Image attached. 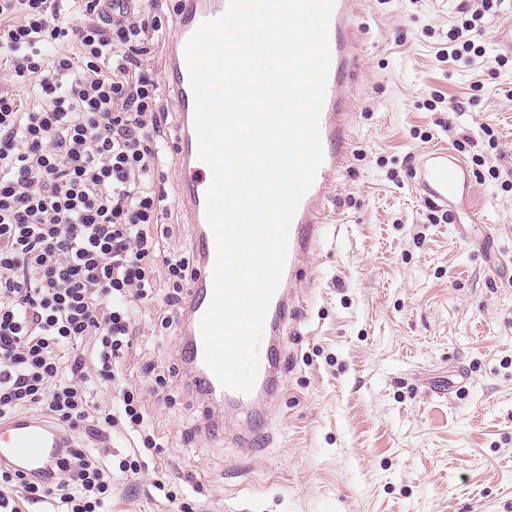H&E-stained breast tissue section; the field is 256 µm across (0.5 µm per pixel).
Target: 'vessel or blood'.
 Returning a JSON list of instances; mask_svg holds the SVG:
<instances>
[{"mask_svg":"<svg viewBox=\"0 0 512 512\" xmlns=\"http://www.w3.org/2000/svg\"><path fill=\"white\" fill-rule=\"evenodd\" d=\"M179 11L165 59V86L176 99L178 124L173 149L180 169L179 205L193 227V265L184 301L183 340L180 360L192 373L191 381L209 400L228 410L249 409L260 414L265 396L275 394L281 382V338L300 312L299 259L317 250L325 213L331 201V186L348 167L352 146L351 77L361 62V0H336L329 23L330 70L320 128L324 160L315 181L301 199L289 236L282 279L265 320L259 347V371L251 393L223 387L204 361L200 320L213 294L216 244L206 219L205 195L212 172L198 157L194 126L195 100L190 85L185 48L190 37L207 20L224 14L228 0H178ZM410 175L420 197L437 209L469 203L472 174L465 160L446 148L419 153L410 164ZM70 435L48 418L22 414L0 419V466L23 473L30 481L45 484L54 477V463Z\"/></svg>","mask_w":512,"mask_h":512,"instance_id":"obj_1","label":"vessel or blood"}]
</instances>
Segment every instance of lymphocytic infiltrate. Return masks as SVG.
Listing matches in <instances>:
<instances>
[{"label": "lymphocytic infiltrate", "instance_id": "1", "mask_svg": "<svg viewBox=\"0 0 512 512\" xmlns=\"http://www.w3.org/2000/svg\"><path fill=\"white\" fill-rule=\"evenodd\" d=\"M498 6L463 5L437 60L483 57ZM161 29L139 2L107 14L100 0H0V419L35 410L75 441L53 483L0 467V512H19L15 487L51 512H106L113 468L99 444L119 427L159 446L139 393L122 387L113 411L86 383L118 379L158 279L165 325L181 316L191 273L188 256L160 249L172 201L153 133L170 108L149 61Z\"/></svg>", "mask_w": 512, "mask_h": 512}]
</instances>
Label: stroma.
<instances>
[{
  "label": "stroma",
  "instance_id": "obj_1",
  "mask_svg": "<svg viewBox=\"0 0 512 512\" xmlns=\"http://www.w3.org/2000/svg\"><path fill=\"white\" fill-rule=\"evenodd\" d=\"M464 2L364 6L352 154L320 249L298 264L300 322L260 446L239 447L182 373L167 288L141 305L123 373L161 447L115 473L112 512H512V99L489 92L512 84L494 40L512 0L487 18L478 64H437ZM487 123L493 148L477 135ZM433 147L484 156L486 223L461 210L430 223L408 168Z\"/></svg>",
  "mask_w": 512,
  "mask_h": 512
}]
</instances>
